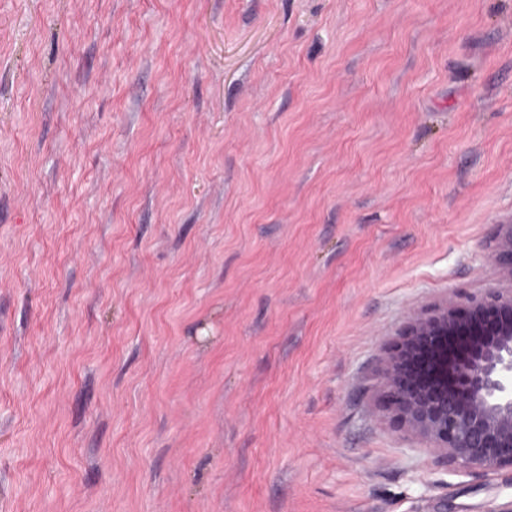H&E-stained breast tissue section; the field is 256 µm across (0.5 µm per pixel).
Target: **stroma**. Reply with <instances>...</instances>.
<instances>
[{
  "mask_svg": "<svg viewBox=\"0 0 512 512\" xmlns=\"http://www.w3.org/2000/svg\"><path fill=\"white\" fill-rule=\"evenodd\" d=\"M511 218L512 0H0V512H502L364 385Z\"/></svg>",
  "mask_w": 512,
  "mask_h": 512,
  "instance_id": "stroma-1",
  "label": "stroma"
}]
</instances>
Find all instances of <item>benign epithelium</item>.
<instances>
[{
    "mask_svg": "<svg viewBox=\"0 0 512 512\" xmlns=\"http://www.w3.org/2000/svg\"><path fill=\"white\" fill-rule=\"evenodd\" d=\"M488 248L512 282V220ZM458 473L512 470V287L415 314L366 389Z\"/></svg>",
    "mask_w": 512,
    "mask_h": 512,
    "instance_id": "7a95c632",
    "label": "benign epithelium"
}]
</instances>
